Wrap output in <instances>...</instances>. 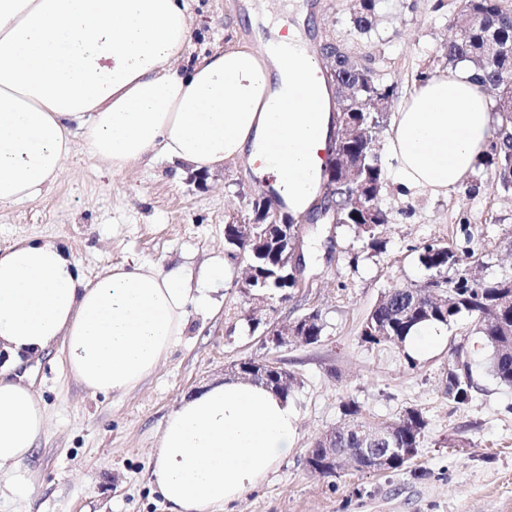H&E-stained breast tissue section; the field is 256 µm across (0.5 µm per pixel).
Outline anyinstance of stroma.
Returning a JSON list of instances; mask_svg holds the SVG:
<instances>
[{"instance_id":"1","label":"stroma","mask_w":512,"mask_h":512,"mask_svg":"<svg viewBox=\"0 0 512 512\" xmlns=\"http://www.w3.org/2000/svg\"><path fill=\"white\" fill-rule=\"evenodd\" d=\"M192 26L183 60L221 47L255 45L250 9L269 23L285 18L315 52L342 45L399 96L420 72L448 67L446 45L459 0H385L371 34L352 24L353 0H185ZM247 161L194 179L186 166L157 159L121 170L77 151L63 176L35 198L0 207V248L24 238L65 241L88 276L112 265L150 261L162 269L199 272L225 255L224 226L247 215L262 193ZM390 222L379 228L381 251L364 248L357 230L313 214L299 220L303 285L287 300H251L239 289L244 264L214 291L215 305L190 302L179 344L137 388L88 392L62 367L57 352L30 364L28 381L46 408L48 431L31 456L0 478V512H166L150 484L154 452L167 416L186 397L223 381L246 358L278 361L298 385L289 401L298 414L294 451L234 512H512V387L488 373V351L463 316L447 336L407 362L401 346L370 345L362 324L384 293L424 281L425 243L470 252L487 278L512 277V191L491 173L468 177L448 195L401 194L388 183ZM317 311L319 343L263 346L260 325L287 324ZM259 327H252V320ZM461 350L478 384L471 401H448V357ZM357 402L364 421L381 424L421 410L425 440L410 468L369 473L347 466L339 476L311 473L304 458L316 437L344 422Z\"/></svg>"}]
</instances>
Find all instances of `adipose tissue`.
<instances>
[{"mask_svg":"<svg viewBox=\"0 0 512 512\" xmlns=\"http://www.w3.org/2000/svg\"><path fill=\"white\" fill-rule=\"evenodd\" d=\"M191 40L184 0H0V207L37 196L83 145L114 169L162 158L197 171L247 159L313 205L334 129L332 88L295 28L263 47H229L175 67ZM489 97L461 63L424 81L391 123L385 150L402 191L439 197L475 170L492 134ZM192 275L148 262L87 277L69 248L20 239L0 249V472L47 428L19 372L58 350L91 393H125L167 358L188 319ZM297 442V413L239 379L183 400L167 417L153 485L168 512H228Z\"/></svg>","mask_w":512,"mask_h":512,"instance_id":"1","label":"adipose tissue"}]
</instances>
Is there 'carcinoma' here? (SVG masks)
<instances>
[{
    "instance_id": "obj_1",
    "label": "carcinoma",
    "mask_w": 512,
    "mask_h": 512,
    "mask_svg": "<svg viewBox=\"0 0 512 512\" xmlns=\"http://www.w3.org/2000/svg\"><path fill=\"white\" fill-rule=\"evenodd\" d=\"M382 0H358L352 15V23L360 33L372 30ZM500 48L494 63H485L484 56L490 43ZM470 63L482 73L481 83L490 96L491 111L496 123L489 141L487 152L476 167L493 169L501 188L512 190V143L506 142L512 134V20L503 0H468L467 14L454 23V33L448 41V63ZM336 76L333 83L336 92L346 89L349 96L344 120L353 122L365 130L378 128L388 116L394 96V87L378 82L369 83L359 77L368 68L357 61L336 58ZM336 157L357 161L366 154L360 164L359 200L355 206L341 203L338 223L351 224L372 250L381 248L377 237L378 227L389 222L390 213L385 206L383 191L387 185V174L376 148L369 147L359 138H346L334 143ZM265 201L257 197L252 203L253 239L258 257L255 283L263 285L268 292L276 294L293 287L289 266L284 261L285 251L272 257L266 242L267 229L263 224ZM418 260L430 275L420 288L428 294L447 289L455 302L446 309L429 310L414 305L408 289L396 288L388 292L367 317L362 331L363 341L380 345L393 341L405 343L412 328L426 323H440L449 326L462 314L474 318L476 333L483 345L489 349V371L498 383L512 387V304L505 306L501 299L512 297V278L471 280L465 272L455 274V280H448V271L461 266L462 257L447 243H426L419 249ZM476 388L470 365L457 370L453 382L447 387L448 400L456 405H466ZM344 416L348 422L342 429L344 435L336 438L338 448L362 447V436L366 423L359 418L360 408L349 401L343 404ZM427 428L421 411L409 408L395 419L391 426L388 442L395 448H420Z\"/></svg>"
}]
</instances>
